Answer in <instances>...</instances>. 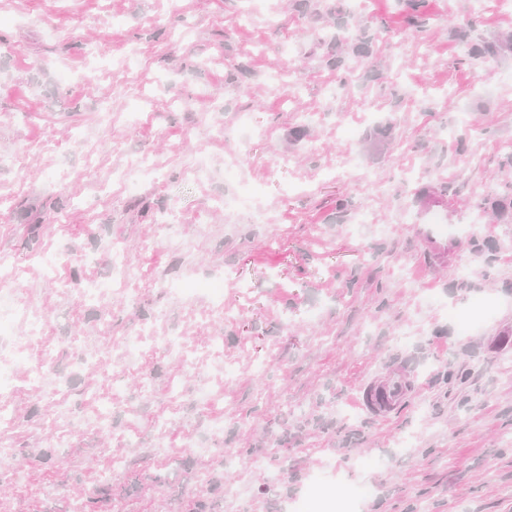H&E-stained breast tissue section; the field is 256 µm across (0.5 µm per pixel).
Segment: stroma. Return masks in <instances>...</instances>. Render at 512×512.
I'll return each mask as SVG.
<instances>
[{"instance_id": "obj_1", "label": "stroma", "mask_w": 512, "mask_h": 512, "mask_svg": "<svg viewBox=\"0 0 512 512\" xmlns=\"http://www.w3.org/2000/svg\"><path fill=\"white\" fill-rule=\"evenodd\" d=\"M297 2L0 0V256L49 318L67 381L52 398L14 381L17 424L0 441L28 460L0 464L8 512H67L106 477L109 512H187L203 471L224 480L216 512H283L328 468L343 488H372L359 512H512V208L482 206L512 192V5L424 0L417 29L405 0ZM363 40L340 80L327 46ZM474 44L497 51L474 57ZM473 127L480 143L459 151ZM77 131L94 165L71 152ZM235 155L263 212L221 203L238 190L224 180ZM142 156L162 178L126 191L115 175ZM474 233L490 261L467 277ZM112 242L140 277L85 306L62 285L107 276ZM59 250L72 260L48 277L37 256ZM184 275L223 279V319L158 286ZM479 296L496 308L462 333L448 310ZM144 322L154 334L126 363L119 341ZM169 331L206 383L154 342ZM73 336L126 370H80ZM396 369L410 390L375 416L364 387ZM114 387L111 430L84 433V391ZM50 422L65 446L46 465ZM363 454L385 462L354 469Z\"/></svg>"}]
</instances>
